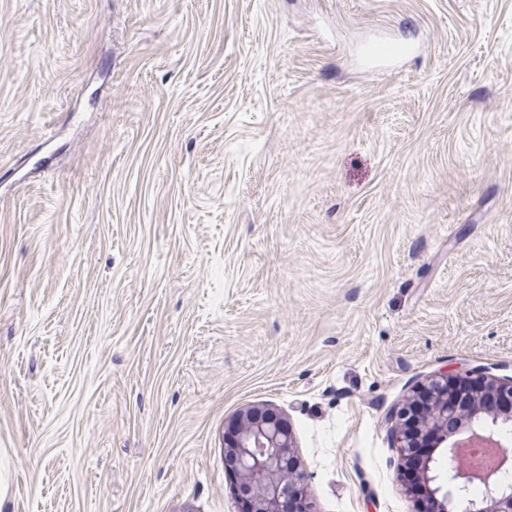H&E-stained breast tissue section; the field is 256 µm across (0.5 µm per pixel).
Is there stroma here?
<instances>
[{"label":"stroma","mask_w":512,"mask_h":512,"mask_svg":"<svg viewBox=\"0 0 512 512\" xmlns=\"http://www.w3.org/2000/svg\"><path fill=\"white\" fill-rule=\"evenodd\" d=\"M378 41L412 47L366 64ZM512 377V0H0V512H412L386 418ZM224 435V460L237 478L239 493L248 492L246 512H280L295 498L305 501L307 483L295 456L288 418L267 404H255L233 417Z\"/></svg>","instance_id":"stroma-1"}]
</instances>
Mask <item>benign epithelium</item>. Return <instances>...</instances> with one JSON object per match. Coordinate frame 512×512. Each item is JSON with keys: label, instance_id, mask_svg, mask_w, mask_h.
Masks as SVG:
<instances>
[{"label": "benign epithelium", "instance_id": "benign-epithelium-1", "mask_svg": "<svg viewBox=\"0 0 512 512\" xmlns=\"http://www.w3.org/2000/svg\"><path fill=\"white\" fill-rule=\"evenodd\" d=\"M387 423L399 449L398 482L415 496L411 473L422 489L416 512H453L454 501L463 499L466 512H512L511 484L467 468L448 474L442 464L473 443L512 446V377L438 372L418 385ZM224 460L237 478L238 492L249 493L246 512H280L296 498L306 501L302 512H315L295 456L292 426L277 409L255 404L233 417L232 432L224 435ZM475 481L483 491L472 498L466 491Z\"/></svg>", "mask_w": 512, "mask_h": 512}]
</instances>
